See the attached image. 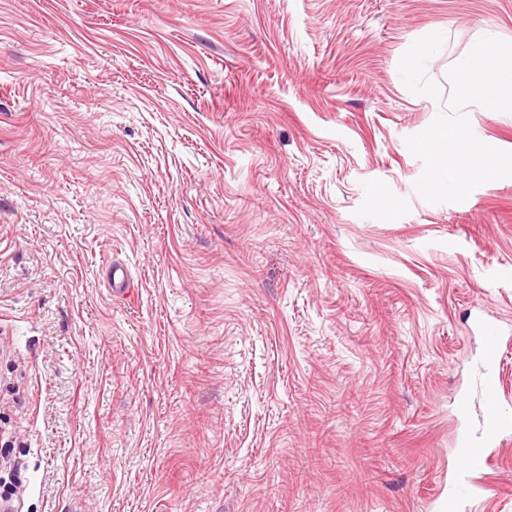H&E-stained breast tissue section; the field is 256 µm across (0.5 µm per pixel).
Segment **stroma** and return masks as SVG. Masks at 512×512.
I'll list each match as a JSON object with an SVG mask.
<instances>
[{"label":"stroma","instance_id":"stroma-1","mask_svg":"<svg viewBox=\"0 0 512 512\" xmlns=\"http://www.w3.org/2000/svg\"><path fill=\"white\" fill-rule=\"evenodd\" d=\"M434 32L447 94L512 0H0L18 512H435L469 313L512 323V177L417 194L442 105L398 63ZM107 279L112 293L114 294H128L129 287V274L127 267L122 263L113 261L107 269Z\"/></svg>","mask_w":512,"mask_h":512}]
</instances>
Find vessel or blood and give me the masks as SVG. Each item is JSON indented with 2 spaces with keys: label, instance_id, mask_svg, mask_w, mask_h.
Instances as JSON below:
<instances>
[{
  "label": "vessel or blood",
  "instance_id": "vessel-or-blood-1",
  "mask_svg": "<svg viewBox=\"0 0 512 512\" xmlns=\"http://www.w3.org/2000/svg\"><path fill=\"white\" fill-rule=\"evenodd\" d=\"M474 328L482 336L481 360L472 386L458 405L462 421H474L458 440L460 467L437 499L438 512H485L495 492L491 473L495 468L492 451L512 445V415L500 411L504 386L499 354L505 342L501 328L476 313Z\"/></svg>",
  "mask_w": 512,
  "mask_h": 512
}]
</instances>
